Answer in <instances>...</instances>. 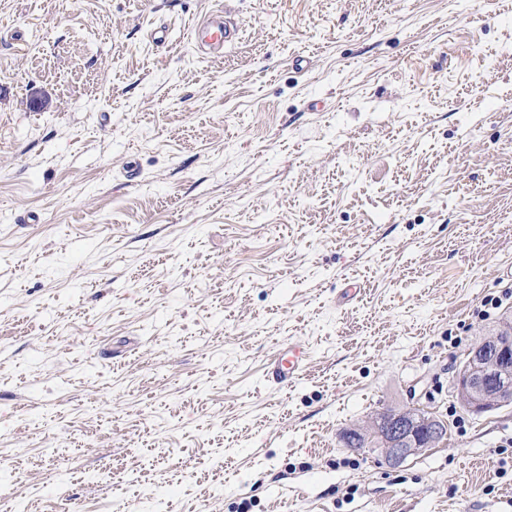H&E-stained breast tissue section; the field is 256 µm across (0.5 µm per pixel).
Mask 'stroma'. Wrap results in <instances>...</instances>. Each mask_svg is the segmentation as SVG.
Returning <instances> with one entry per match:
<instances>
[{
  "label": "stroma",
  "mask_w": 512,
  "mask_h": 512,
  "mask_svg": "<svg viewBox=\"0 0 512 512\" xmlns=\"http://www.w3.org/2000/svg\"><path fill=\"white\" fill-rule=\"evenodd\" d=\"M509 286L512 0H0V512H512ZM238 35V25L225 4L224 8L211 10L208 19L195 27L192 43L198 46H207L219 53L225 47L233 44ZM507 328L485 336L465 354L454 389L473 413L482 414L512 403V333ZM308 352L299 343L288 344V348L277 351L272 357L266 376L269 381L288 386L302 375L306 366ZM429 414L428 411L409 406L392 417H376L367 425L358 428L360 433L356 429L348 430L343 436L345 447L365 448L368 438L363 434H371L380 429L388 436H383L385 460L393 466H399L410 456L418 455L435 445L441 430L431 428L427 432L424 429L425 439L420 435L421 428L429 423L426 420Z\"/></svg>",
  "instance_id": "obj_1"
}]
</instances>
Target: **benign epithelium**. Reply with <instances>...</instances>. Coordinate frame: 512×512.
Returning <instances> with one entry per match:
<instances>
[{
    "label": "benign epithelium",
    "instance_id": "benign-epithelium-1",
    "mask_svg": "<svg viewBox=\"0 0 512 512\" xmlns=\"http://www.w3.org/2000/svg\"><path fill=\"white\" fill-rule=\"evenodd\" d=\"M454 389L464 405L476 414L492 411L512 403V335L495 331L477 346L469 348L465 361L454 379ZM427 411L412 406L392 417L374 418L358 428L362 434L377 430L384 439L385 460L398 466L409 457L433 447L440 431L431 428L426 436L420 430L428 424Z\"/></svg>",
    "mask_w": 512,
    "mask_h": 512
}]
</instances>
